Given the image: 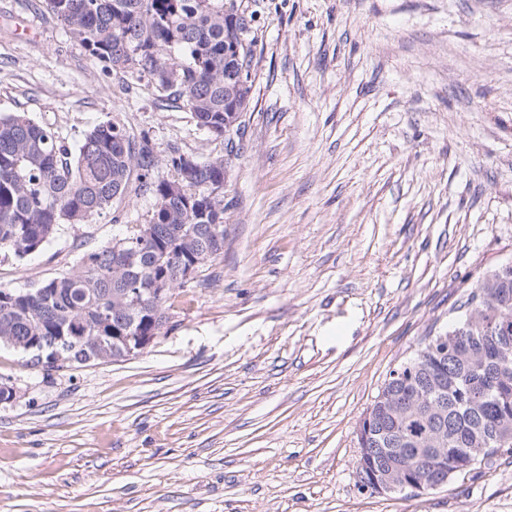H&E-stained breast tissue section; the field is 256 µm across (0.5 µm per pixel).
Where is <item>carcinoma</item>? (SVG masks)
<instances>
[{"mask_svg": "<svg viewBox=\"0 0 512 512\" xmlns=\"http://www.w3.org/2000/svg\"><path fill=\"white\" fill-rule=\"evenodd\" d=\"M48 12L108 71L151 86L162 104L172 100L196 125L224 136V113L250 110L254 14L238 0H44ZM173 171L156 176L160 165ZM155 198L150 223L160 226L163 247L184 260H214L195 224L224 232V157L197 159L172 148L155 153L148 133L135 136L112 120L93 126L77 148L24 114L0 115V248L17 259L42 250L62 224H85L130 194ZM149 253L133 269L112 266V244L83 258L80 267L29 290L13 289L0 301V343L23 352L56 337L84 336L61 370L97 361L106 351L116 361L126 344L161 329L172 296L156 311L118 314L117 292L144 287ZM472 339L431 351L422 346L389 377L376 409L370 453L356 468L384 471L411 459L409 476L439 479L455 468L456 452L485 449L481 459L512 435V271L481 277L467 300Z\"/></svg>", "mask_w": 512, "mask_h": 512, "instance_id": "1", "label": "carcinoma"}]
</instances>
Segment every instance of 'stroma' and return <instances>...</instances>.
<instances>
[{
	"label": "stroma",
	"mask_w": 512,
	"mask_h": 512,
	"mask_svg": "<svg viewBox=\"0 0 512 512\" xmlns=\"http://www.w3.org/2000/svg\"><path fill=\"white\" fill-rule=\"evenodd\" d=\"M242 4L256 67L230 142L103 70L43 0H0V113L229 162L224 251L142 353L48 372L0 345V512H512L505 454L423 493L355 469L390 372L512 263V0ZM154 203L1 251L0 286L74 272Z\"/></svg>",
	"instance_id": "1"
}]
</instances>
